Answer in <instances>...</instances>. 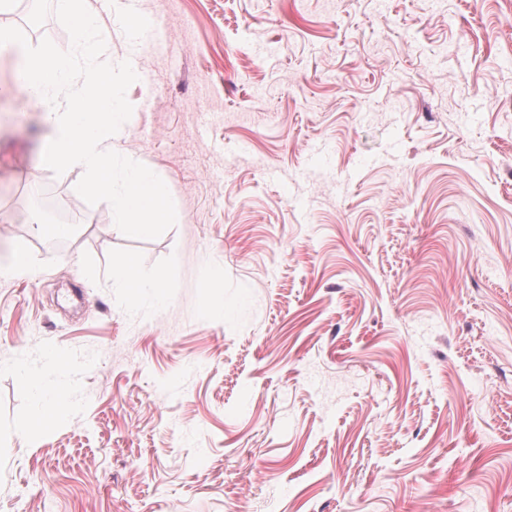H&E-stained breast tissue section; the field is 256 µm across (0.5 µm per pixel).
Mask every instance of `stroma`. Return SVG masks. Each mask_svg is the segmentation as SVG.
<instances>
[{
  "label": "stroma",
  "instance_id": "35a3bbf8",
  "mask_svg": "<svg viewBox=\"0 0 512 512\" xmlns=\"http://www.w3.org/2000/svg\"><path fill=\"white\" fill-rule=\"evenodd\" d=\"M120 153L175 226L44 171L0 50V512H512V0H139ZM82 218L44 247L33 191ZM160 281L130 303L111 268ZM224 306L204 311L210 291ZM68 359L58 421L12 371ZM35 279L39 271L34 264L29 241L25 238H16L12 241L9 259L0 263V278L12 279L17 277ZM63 407V402L56 396L46 393L44 403L40 411L29 418L18 421L14 427L15 435L20 439H25L34 430H43L52 425L58 413Z\"/></svg>",
  "mask_w": 512,
  "mask_h": 512
}]
</instances>
